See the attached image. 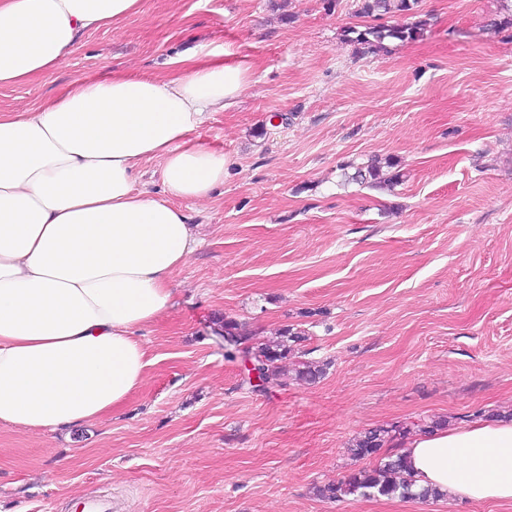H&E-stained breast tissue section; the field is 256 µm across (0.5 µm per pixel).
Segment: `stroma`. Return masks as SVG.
Here are the masks:
<instances>
[{
	"mask_svg": "<svg viewBox=\"0 0 512 512\" xmlns=\"http://www.w3.org/2000/svg\"><path fill=\"white\" fill-rule=\"evenodd\" d=\"M357 0H142L82 36L55 72L0 86V109L71 82L168 72L222 46L252 65L198 140L224 185L188 213L200 247L171 307L140 333L144 386L110 416L62 431L0 425V512H512V503L378 496L325 500L362 468L365 430L512 410V30L502 0H421L413 41L362 52ZM396 161L383 191L344 168ZM262 341L288 325L326 363L315 383L241 382L214 320Z\"/></svg>",
	"mask_w": 512,
	"mask_h": 512,
	"instance_id": "stroma-1",
	"label": "stroma"
}]
</instances>
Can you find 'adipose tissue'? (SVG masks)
I'll list each match as a JSON object with an SVG mask.
<instances>
[{"mask_svg": "<svg viewBox=\"0 0 512 512\" xmlns=\"http://www.w3.org/2000/svg\"><path fill=\"white\" fill-rule=\"evenodd\" d=\"M141 0H0V85L57 69L85 33ZM243 61L172 59L163 75L88 78L0 113V423H94L146 380L140 331L169 309L197 246L185 209L224 185L229 160L194 139L246 88ZM160 163L161 195L137 186ZM418 486L512 503V421L418 435L402 449Z\"/></svg>", "mask_w": 512, "mask_h": 512, "instance_id": "ef3b65f1", "label": "adipose tissue"}]
</instances>
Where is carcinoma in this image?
<instances>
[{
	"label": "carcinoma",
	"instance_id": "1",
	"mask_svg": "<svg viewBox=\"0 0 512 512\" xmlns=\"http://www.w3.org/2000/svg\"><path fill=\"white\" fill-rule=\"evenodd\" d=\"M419 2L420 0H359L356 14L361 18H371L376 21L387 14L399 13L412 17L413 21L401 27H389L376 23L366 25L362 30L350 28L348 32L354 34L352 42L374 53L384 49V41L388 38L412 41L420 37L427 26V20L423 19L419 12ZM385 165L391 168L394 162L389 159L384 162L373 159L366 165L356 168L350 179L377 190L391 189L400 181V175L396 173L388 178L383 177L382 169ZM219 335L230 340L225 353L226 358L234 360L243 352L248 354L270 384L285 385L290 379L306 383L314 382L324 375V366L318 362L298 361L290 374L283 370L282 363L296 356L298 354L296 347L306 340L304 332L290 325L284 327L273 339L254 343L252 337L243 334L241 325L237 321L224 318L221 320ZM446 426H448V419L434 417L429 420L420 419L409 426L377 427L365 431L353 439L350 451L358 460H374L372 466L355 470L336 482L319 487L317 495L336 501L350 496L360 499L398 496L420 500L442 497L443 493L434 488L412 490L414 476L407 457L390 453L385 446L394 440L396 433L405 434L415 430L422 434H430Z\"/></svg>",
	"mask_w": 512,
	"mask_h": 512
}]
</instances>
